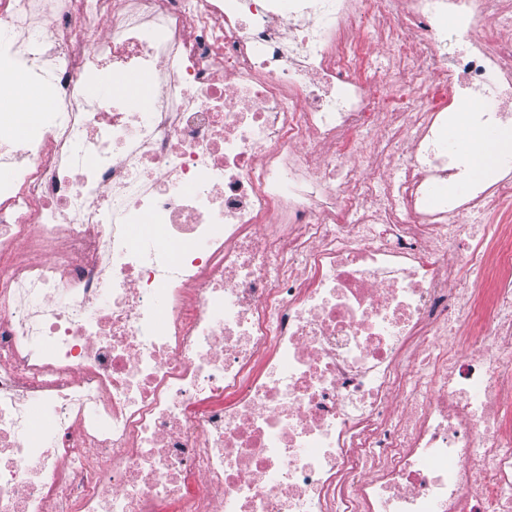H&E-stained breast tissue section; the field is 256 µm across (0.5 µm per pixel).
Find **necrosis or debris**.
<instances>
[{"label":"necrosis or debris","mask_w":512,"mask_h":512,"mask_svg":"<svg viewBox=\"0 0 512 512\" xmlns=\"http://www.w3.org/2000/svg\"><path fill=\"white\" fill-rule=\"evenodd\" d=\"M487 16L0 0L53 101L0 141V512H512V150L451 136L512 129ZM454 134L462 142L477 143L483 146L476 167L482 177H488V170L492 168L493 156L499 146L506 141L505 136L496 132L478 131L472 128L467 121L465 112H459L455 122Z\"/></svg>","instance_id":"4bbe7bcc"}]
</instances>
